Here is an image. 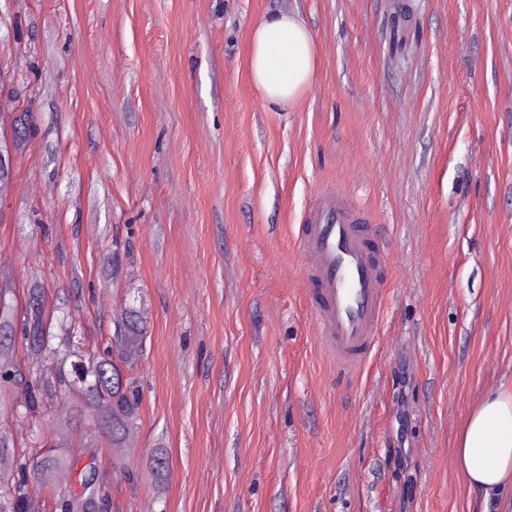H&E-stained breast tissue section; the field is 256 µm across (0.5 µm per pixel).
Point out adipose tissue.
<instances>
[{
  "label": "adipose tissue",
  "instance_id": "ef3b65f1",
  "mask_svg": "<svg viewBox=\"0 0 512 512\" xmlns=\"http://www.w3.org/2000/svg\"><path fill=\"white\" fill-rule=\"evenodd\" d=\"M316 44L297 16L273 13L254 27L248 52L249 76L266 107L287 108L312 85ZM458 470L482 498L479 512L506 486H512V388L486 394L457 436Z\"/></svg>",
  "mask_w": 512,
  "mask_h": 512
}]
</instances>
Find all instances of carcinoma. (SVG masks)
<instances>
[{
  "label": "carcinoma",
  "mask_w": 512,
  "mask_h": 512,
  "mask_svg": "<svg viewBox=\"0 0 512 512\" xmlns=\"http://www.w3.org/2000/svg\"><path fill=\"white\" fill-rule=\"evenodd\" d=\"M17 129L15 146L34 135V129L21 114L13 119ZM29 300L23 314H18L16 291L0 287V408L13 403V395L24 386L22 418L30 423L44 413L58 394L74 399L76 413L84 421V444L94 450L101 438L108 439L115 451H125L130 432L140 419V396L123 381L118 364L108 357L84 350L74 334L68 313L56 317L46 313L40 289H28ZM122 351L136 347L140 340L137 321H128L113 336ZM47 354L51 368L25 377L32 362ZM60 432L48 449L31 448L21 452L13 433L0 427V464L11 475L0 481V512H44V505H32L28 493L33 482L55 484L59 472L73 466L65 429L68 421L59 422ZM81 492H55L57 512H100L103 488L98 473L83 471Z\"/></svg>",
  "instance_id": "carcinoma-1"
}]
</instances>
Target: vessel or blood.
I'll return each instance as SVG.
<instances>
[{
  "mask_svg": "<svg viewBox=\"0 0 512 512\" xmlns=\"http://www.w3.org/2000/svg\"><path fill=\"white\" fill-rule=\"evenodd\" d=\"M299 247L317 298L322 345L338 368L357 371L377 342L387 285L371 219L342 187H324L304 215Z\"/></svg>",
  "mask_w": 512,
  "mask_h": 512,
  "instance_id": "obj_1",
  "label": "vessel or blood"
}]
</instances>
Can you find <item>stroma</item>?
<instances>
[{
	"label": "stroma",
	"mask_w": 512,
	"mask_h": 512,
	"mask_svg": "<svg viewBox=\"0 0 512 512\" xmlns=\"http://www.w3.org/2000/svg\"><path fill=\"white\" fill-rule=\"evenodd\" d=\"M0 0V269L83 344L136 318L130 473L106 512H475L456 437L512 385V0ZM299 14L318 67L268 111L250 33ZM344 187L388 247L379 342L340 377L296 239ZM71 404L16 445L50 439ZM162 451L163 471L151 456Z\"/></svg>",
	"instance_id": "obj_1"
}]
</instances>
